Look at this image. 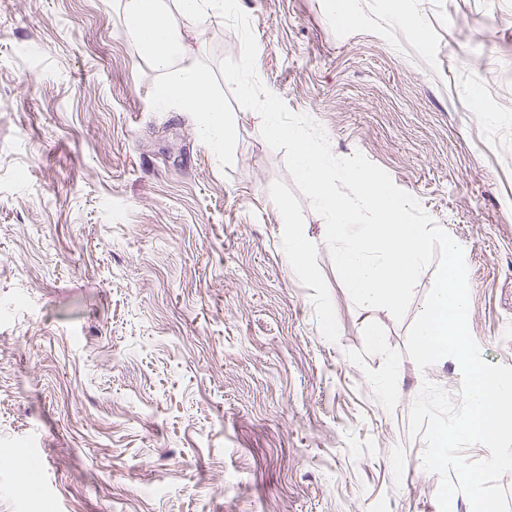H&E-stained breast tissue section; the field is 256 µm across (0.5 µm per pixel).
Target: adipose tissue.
<instances>
[{
	"label": "adipose tissue",
	"instance_id": "obj_1",
	"mask_svg": "<svg viewBox=\"0 0 512 512\" xmlns=\"http://www.w3.org/2000/svg\"><path fill=\"white\" fill-rule=\"evenodd\" d=\"M234 7L235 0H122L127 34L156 70L171 75L156 92L158 103L199 113L204 139L215 148L229 136L224 105L211 97L209 77L185 43L183 30L205 27Z\"/></svg>",
	"mask_w": 512,
	"mask_h": 512
}]
</instances>
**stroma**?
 I'll return each mask as SVG.
<instances>
[{
  "mask_svg": "<svg viewBox=\"0 0 512 512\" xmlns=\"http://www.w3.org/2000/svg\"><path fill=\"white\" fill-rule=\"evenodd\" d=\"M239 5L266 89L463 248L470 333L512 366V0ZM184 39L224 151L157 105L118 0H0V512H439L409 411L461 368L406 352L436 264L403 319L355 307L222 78L237 31Z\"/></svg>",
  "mask_w": 512,
  "mask_h": 512,
  "instance_id": "1",
  "label": "stroma"
}]
</instances>
